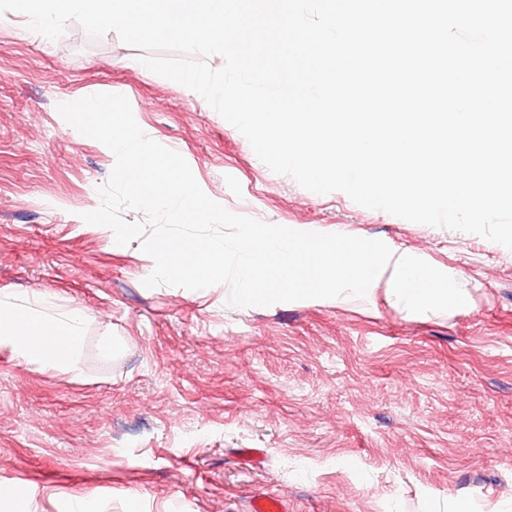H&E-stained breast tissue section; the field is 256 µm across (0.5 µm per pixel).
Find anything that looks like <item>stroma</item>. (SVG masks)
I'll list each match as a JSON object with an SVG mask.
<instances>
[{"instance_id":"obj_1","label":"stroma","mask_w":512,"mask_h":512,"mask_svg":"<svg viewBox=\"0 0 512 512\" xmlns=\"http://www.w3.org/2000/svg\"><path fill=\"white\" fill-rule=\"evenodd\" d=\"M143 55L75 22L53 41L20 13L0 20V291L84 318L79 372L0 348V483L21 494L0 512H69L75 496L86 512H248L268 491L291 512L512 496V250L301 188ZM96 93L126 96L231 212L381 240L454 273L469 305L415 314L380 284L263 307L228 305L225 285L144 286L139 241L81 218L115 156L57 106Z\"/></svg>"}]
</instances>
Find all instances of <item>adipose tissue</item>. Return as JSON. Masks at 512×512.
I'll use <instances>...</instances> for the list:
<instances>
[{
    "mask_svg": "<svg viewBox=\"0 0 512 512\" xmlns=\"http://www.w3.org/2000/svg\"><path fill=\"white\" fill-rule=\"evenodd\" d=\"M83 320L58 310L53 299L19 300L0 295V347L42 371H78Z\"/></svg>",
    "mask_w": 512,
    "mask_h": 512,
    "instance_id": "ef3b65f1",
    "label": "adipose tissue"
}]
</instances>
